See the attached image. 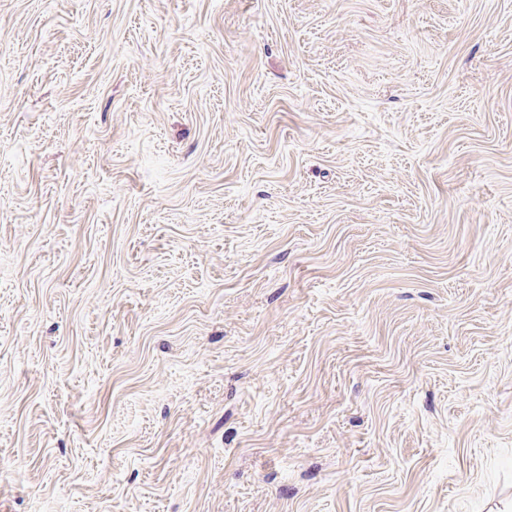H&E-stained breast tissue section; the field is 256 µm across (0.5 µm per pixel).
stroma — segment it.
Returning <instances> with one entry per match:
<instances>
[{
  "label": "stroma",
  "mask_w": 512,
  "mask_h": 512,
  "mask_svg": "<svg viewBox=\"0 0 512 512\" xmlns=\"http://www.w3.org/2000/svg\"><path fill=\"white\" fill-rule=\"evenodd\" d=\"M0 512H512V0H0Z\"/></svg>",
  "instance_id": "35a3bbf8"
}]
</instances>
